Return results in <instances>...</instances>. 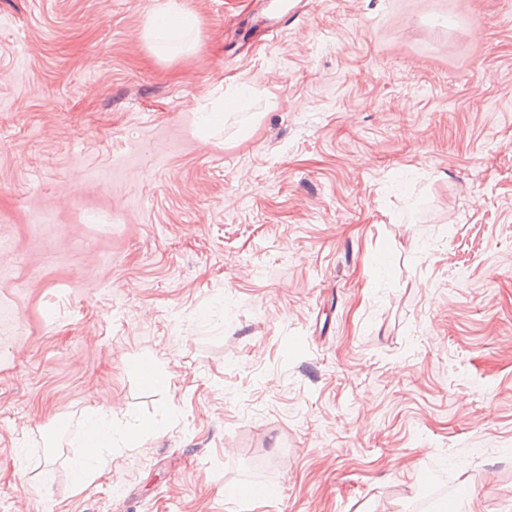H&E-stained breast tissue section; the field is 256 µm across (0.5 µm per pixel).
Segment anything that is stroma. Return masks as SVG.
Returning <instances> with one entry per match:
<instances>
[{"mask_svg": "<svg viewBox=\"0 0 512 512\" xmlns=\"http://www.w3.org/2000/svg\"><path fill=\"white\" fill-rule=\"evenodd\" d=\"M164 2L0 0V512H512V0ZM195 26V19L190 13L171 4L155 13L147 29V36L160 54H176L183 51ZM141 376L144 383L150 387L169 390L171 377L167 372L158 369L150 357H144L140 361ZM82 416L80 430L72 442L81 448V457L71 464L72 485L77 492L103 474L107 466L105 449L112 446V424L106 419V412L88 408Z\"/></svg>", "mask_w": 512, "mask_h": 512, "instance_id": "stroma-1", "label": "stroma"}]
</instances>
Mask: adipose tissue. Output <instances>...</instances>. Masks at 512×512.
Returning <instances> with one entry per match:
<instances>
[{
  "mask_svg": "<svg viewBox=\"0 0 512 512\" xmlns=\"http://www.w3.org/2000/svg\"><path fill=\"white\" fill-rule=\"evenodd\" d=\"M195 26L190 13L171 4L155 13L147 35L160 54L171 55L183 51ZM73 442L80 448L81 456L71 464L72 485L80 492L101 476L107 465L105 450L112 445V425L106 412L100 408L88 409Z\"/></svg>",
  "mask_w": 512,
  "mask_h": 512,
  "instance_id": "1",
  "label": "adipose tissue"
}]
</instances>
